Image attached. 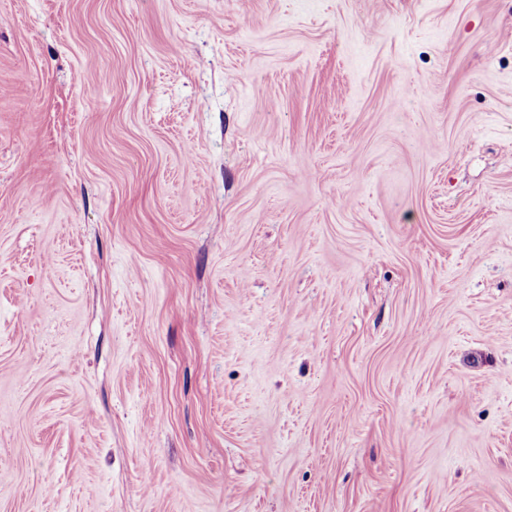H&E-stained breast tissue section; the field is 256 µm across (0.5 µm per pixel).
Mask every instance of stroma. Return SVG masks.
<instances>
[{"instance_id":"35a3bbf8","label":"stroma","mask_w":512,"mask_h":512,"mask_svg":"<svg viewBox=\"0 0 512 512\" xmlns=\"http://www.w3.org/2000/svg\"><path fill=\"white\" fill-rule=\"evenodd\" d=\"M0 512H512V0H0Z\"/></svg>"}]
</instances>
